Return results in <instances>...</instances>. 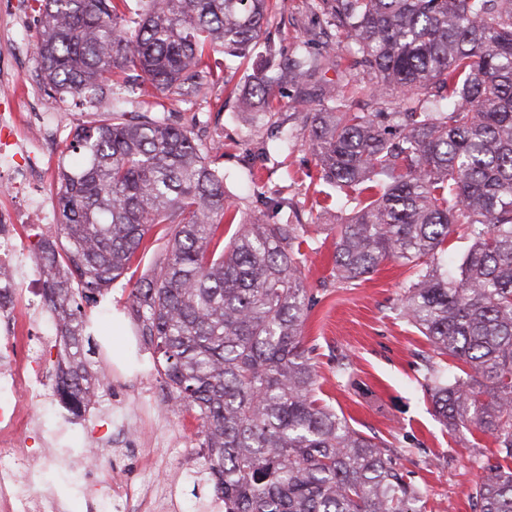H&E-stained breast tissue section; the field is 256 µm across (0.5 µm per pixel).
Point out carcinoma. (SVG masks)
Instances as JSON below:
<instances>
[{
	"label": "carcinoma",
	"mask_w": 512,
	"mask_h": 512,
	"mask_svg": "<svg viewBox=\"0 0 512 512\" xmlns=\"http://www.w3.org/2000/svg\"><path fill=\"white\" fill-rule=\"evenodd\" d=\"M126 2L30 0L46 95L95 113L66 138L57 219L31 249L56 329L60 403L75 416L91 405L88 312L135 275L139 335L167 398L196 414L201 480L224 512H423L426 491L389 446L316 398L295 205L271 203L274 223L236 220L224 144L168 114L166 101L201 87L212 53L254 50L279 0H144L133 16ZM313 3L334 43L314 53L303 39L276 72L257 69L244 111L273 117L283 88L305 102L336 72L341 86L305 116L321 179L355 202L336 225L332 275L408 267L401 314L434 354L468 368L451 379L427 367L434 411L494 439L475 499L479 512H512V0ZM364 79L392 111L352 104L344 87ZM134 93L140 111L129 112ZM458 229L472 245L450 269L442 255Z\"/></svg>",
	"instance_id": "cac0c4a2"
}]
</instances>
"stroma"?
<instances>
[{"instance_id": "1", "label": "stroma", "mask_w": 512, "mask_h": 512, "mask_svg": "<svg viewBox=\"0 0 512 512\" xmlns=\"http://www.w3.org/2000/svg\"><path fill=\"white\" fill-rule=\"evenodd\" d=\"M2 4L8 16L0 18V52L5 55L0 68L10 77L0 81V113L13 114L7 133L18 147L13 157L0 161V171L9 176L35 164L45 167L41 193L25 204L52 216L57 212V166L29 143L31 126L43 122L55 130L52 149L58 153L88 116L68 102L51 104L38 81L39 19L28 0H0ZM317 27L311 0H286L250 61L232 62L214 54L211 68L217 82L173 102L171 110L177 120L195 124L202 138L221 137L224 185L244 213L261 211L265 200L278 196L297 203L306 224L309 282L317 297L305 343L314 349L318 398L345 415L355 429L397 448L403 472L427 492L426 512H475L478 464L494 459L496 447L473 427L448 431L435 415L423 388L431 347L399 311L406 267L387 262L361 280L336 283L331 276L333 238L353 206L320 177L316 158L304 142V107L293 89H284L280 110L295 141L281 148L274 138V121L253 120L242 111L240 96L224 90V80L240 85L265 61L282 63L304 32ZM258 140L267 142L268 155L255 151ZM92 320V349L100 367L111 373L112 388L105 406L72 416L53 390L55 354L42 358L44 397L30 409L33 430L28 441L33 454L50 453L37 473L39 489L58 502L59 512H91L90 503L108 473L87 469L82 451L115 440L120 449L107 452L108 472H119L135 487L151 479L171 483L177 489L175 512H194L192 476L201 464L193 452L197 422L193 414L181 411L155 418L152 407L163 403L165 394L153 349L137 332L128 289L113 287L93 308ZM341 362L351 364V376L338 374Z\"/></svg>"}]
</instances>
